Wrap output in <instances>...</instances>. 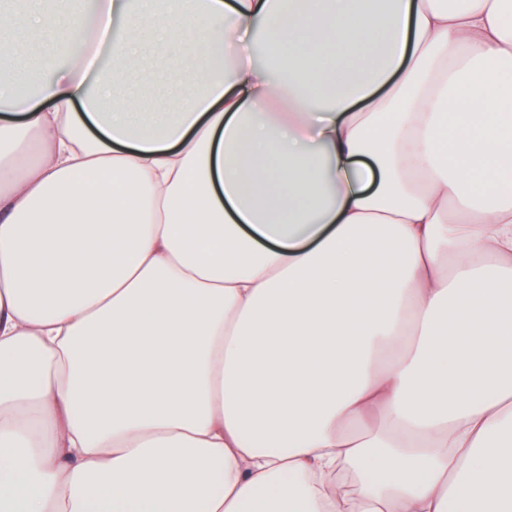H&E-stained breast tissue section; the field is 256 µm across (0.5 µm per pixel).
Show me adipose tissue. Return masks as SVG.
Returning <instances> with one entry per match:
<instances>
[{"label": "adipose tissue", "mask_w": 512, "mask_h": 512, "mask_svg": "<svg viewBox=\"0 0 512 512\" xmlns=\"http://www.w3.org/2000/svg\"><path fill=\"white\" fill-rule=\"evenodd\" d=\"M22 2L0 512H512V0Z\"/></svg>", "instance_id": "obj_1"}]
</instances>
